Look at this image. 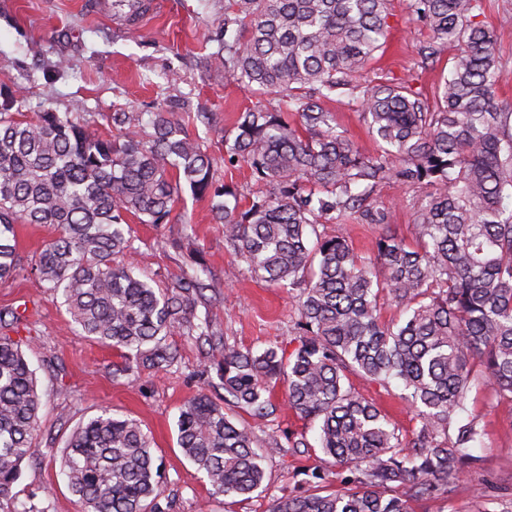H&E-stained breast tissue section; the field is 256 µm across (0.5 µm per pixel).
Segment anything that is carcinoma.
Wrapping results in <instances>:
<instances>
[{
  "label": "carcinoma",
  "mask_w": 512,
  "mask_h": 512,
  "mask_svg": "<svg viewBox=\"0 0 512 512\" xmlns=\"http://www.w3.org/2000/svg\"><path fill=\"white\" fill-rule=\"evenodd\" d=\"M391 0H225L224 78L268 94L277 109L238 115L224 139L227 160L245 163L272 192L240 206L220 182L214 158L190 137L185 119L207 113L154 112L149 130L132 112L110 115L120 134L103 139L90 119L12 111L0 87V283L20 273L63 300L71 325L118 352L112 376L134 381L178 360L175 332L216 361L224 397L202 392L178 417L177 444L206 478L212 496L248 497L262 487L276 436L258 443L239 409L273 416L279 383L288 406L317 425L288 431L293 455L332 459L343 489L280 497L271 512H408L418 500L451 502L469 493L465 468L485 429L463 417L473 382L512 403V106L496 97L497 39L479 17L483 0H407L430 31L422 62L453 47L433 99L404 79L359 80L390 29ZM345 96L380 152L364 156L338 130L327 104ZM396 177L428 188L415 212L414 242L388 215L363 207ZM210 200L224 245L253 276L296 290L291 348L243 351L209 315L207 269L193 266L165 288L135 274L129 219L169 224L185 191ZM352 218L383 225L362 257L327 224ZM52 224L56 236L26 266L17 226ZM387 294L407 313L380 316ZM28 338L0 336V498L12 494L24 463L39 460L34 437L41 399L22 350ZM359 375L397 383L413 415L402 434L386 413L348 383ZM60 472L83 512H164L152 440L140 421L102 409L70 432Z\"/></svg>",
  "instance_id": "carcinoma-1"
}]
</instances>
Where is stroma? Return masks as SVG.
Masks as SVG:
<instances>
[{
    "instance_id": "stroma-1",
    "label": "stroma",
    "mask_w": 512,
    "mask_h": 512,
    "mask_svg": "<svg viewBox=\"0 0 512 512\" xmlns=\"http://www.w3.org/2000/svg\"><path fill=\"white\" fill-rule=\"evenodd\" d=\"M153 2V11L131 27L87 12L83 0H0V84L17 90L27 117L44 108L88 113L94 118L92 131L103 138L112 137L107 117L118 109L209 113V124H188L189 134L203 136L219 163L220 181L254 198L262 187L252 180L247 165L223 166L224 138L232 134L239 113L258 105L273 108L276 94L259 96L246 85L225 81L224 57L218 52L224 37V0ZM390 9L386 51L366 78L376 82L388 74L432 94L448 73V59L422 65L417 51L428 40V29L411 19L405 0H391ZM483 20L496 33L503 61L498 95L512 103V0H485ZM330 108L361 153H377L378 144L355 106L342 98ZM423 194V189L389 179L376 186L370 204L373 210L387 212L399 236L409 241ZM174 214L187 218L193 243L204 252L214 297L210 316L229 342L256 352L287 343L295 296L237 264L224 245V227L215 222L208 199L184 194ZM134 231L137 251L132 261L137 273L166 287L187 256L178 245L180 225L138 224ZM19 305L28 308L26 325L32 339L24 352L42 401L36 444L47 457L60 455L71 429L107 406L136 418L150 434L164 512H270L274 499L307 492L303 471L330 468L322 457L286 451L268 460L263 486L250 498L228 503L209 496L203 474L177 445L180 407L203 389L216 397L222 394L215 386L216 371L197 343L173 335L180 355L177 364L134 382L116 381L112 365L117 353L75 331L59 296L22 277L0 283V308ZM350 383L402 431L412 428V415L397 396L356 375ZM466 410L486 430L483 446L475 451L478 461L464 476L469 495L451 502L414 501L410 512H477L484 493L497 490L512 497V407L496 403L490 385L482 383L470 390ZM13 493V498L0 499V512H14L23 502L50 503L51 512L82 510L58 466L48 461L24 465Z\"/></svg>"
}]
</instances>
